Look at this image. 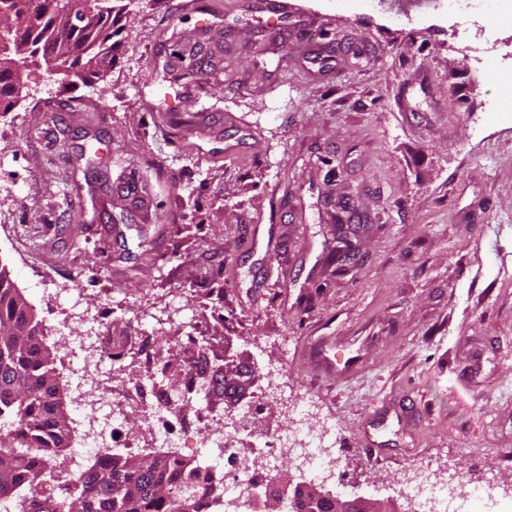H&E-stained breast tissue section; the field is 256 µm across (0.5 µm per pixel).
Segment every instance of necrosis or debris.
<instances>
[{
  "label": "necrosis or debris",
  "mask_w": 512,
  "mask_h": 512,
  "mask_svg": "<svg viewBox=\"0 0 512 512\" xmlns=\"http://www.w3.org/2000/svg\"><path fill=\"white\" fill-rule=\"evenodd\" d=\"M65 359L69 370L66 385L81 419V436L78 448L72 449L54 471L59 483H66L71 474L114 447L119 422L129 413L137 414L153 429L156 447H179L180 436L165 424L167 406H134L101 392V379L111 372L112 364L97 318H86L83 331L68 336ZM288 423L285 430L273 427L254 404L209 426L191 455L201 468L224 472V496L209 501L207 512H253L255 490L273 481L278 459L286 456L307 465L315 476L335 478V425L311 424L307 405L300 397L294 400ZM393 491L411 504L413 512H512V500L501 497L495 480L472 490L464 476L440 479L430 465L404 474L394 482Z\"/></svg>",
  "instance_id": "4bbe7bcc"
}]
</instances>
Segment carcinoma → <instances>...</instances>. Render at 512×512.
<instances>
[{
    "instance_id": "carcinoma-1",
    "label": "carcinoma",
    "mask_w": 512,
    "mask_h": 512,
    "mask_svg": "<svg viewBox=\"0 0 512 512\" xmlns=\"http://www.w3.org/2000/svg\"><path fill=\"white\" fill-rule=\"evenodd\" d=\"M113 0H0L12 31L0 48V109L7 112L30 66L64 71L66 79L112 72ZM89 13L77 30L74 9ZM72 419L53 354L33 307L0 268V507L30 487L69 447ZM20 428L24 440L11 436ZM199 467L173 452L143 459L110 452L75 475L65 496L36 495L27 512H204Z\"/></svg>"
}]
</instances>
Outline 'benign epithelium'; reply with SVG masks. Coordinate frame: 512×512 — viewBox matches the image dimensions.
Masks as SVG:
<instances>
[{"label": "benign epithelium", "mask_w": 512, "mask_h": 512, "mask_svg": "<svg viewBox=\"0 0 512 512\" xmlns=\"http://www.w3.org/2000/svg\"><path fill=\"white\" fill-rule=\"evenodd\" d=\"M328 501L333 502L335 512H398L390 499H348L325 490L324 485L314 481L295 484L293 476L286 470L279 471L264 496L254 497L257 512H281L286 502L303 507V512H322Z\"/></svg>", "instance_id": "1"}]
</instances>
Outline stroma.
Returning a JSON list of instances; mask_svg holds the SVG:
<instances>
[{
    "instance_id": "obj_1",
    "label": "stroma",
    "mask_w": 512,
    "mask_h": 512,
    "mask_svg": "<svg viewBox=\"0 0 512 512\" xmlns=\"http://www.w3.org/2000/svg\"><path fill=\"white\" fill-rule=\"evenodd\" d=\"M280 5L123 0L106 80L32 79L0 112V267L55 361L46 291L74 285L129 398L202 376L168 415L186 446L245 402L283 426L282 361L339 427L332 493L433 462L512 497V116L484 109L512 19L462 39L436 0Z\"/></svg>"
}]
</instances>
